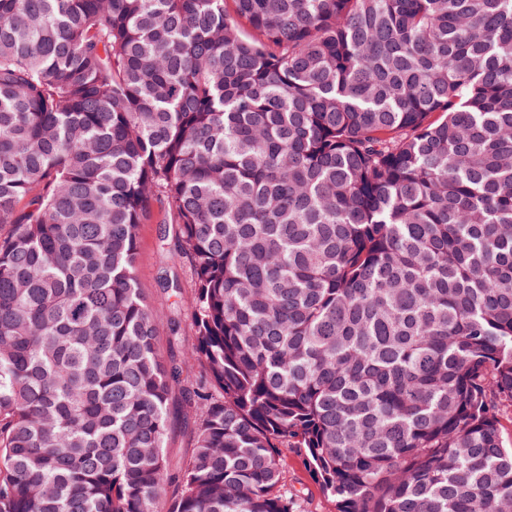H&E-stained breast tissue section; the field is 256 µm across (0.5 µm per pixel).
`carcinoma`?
I'll return each mask as SVG.
<instances>
[{
  "mask_svg": "<svg viewBox=\"0 0 512 512\" xmlns=\"http://www.w3.org/2000/svg\"><path fill=\"white\" fill-rule=\"evenodd\" d=\"M0 224V512L512 501V0H0ZM164 225L160 224L159 216L148 224L141 225L137 272L140 288L148 305L156 311L168 313L174 310L172 305L174 297H170L162 289L159 276L169 261L173 241L171 237L163 238ZM181 317V332L176 340L171 339L168 334L167 328L163 327L159 333V346L161 352L167 356L169 354L181 355L185 352L193 342L192 329L190 326V310L186 307L180 310ZM192 414L184 407L180 394L176 391L170 401V417L164 452L170 462L169 477H173L178 467L191 452L189 436L192 428ZM288 483L301 490L304 507L308 512H333V504L323 495L312 478L306 461L293 454L288 455Z\"/></svg>",
  "mask_w": 512,
  "mask_h": 512,
  "instance_id": "cac0c4a2",
  "label": "carcinoma"
}]
</instances>
